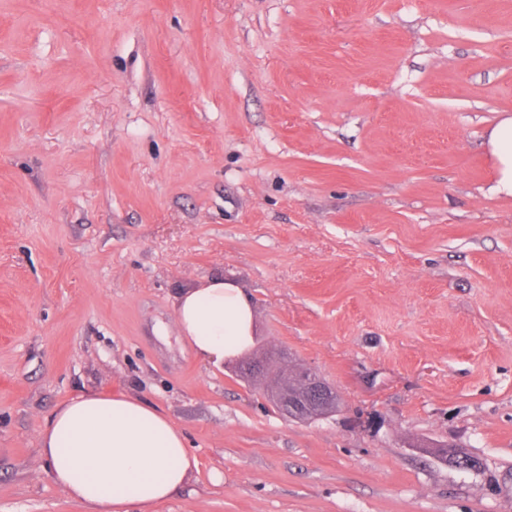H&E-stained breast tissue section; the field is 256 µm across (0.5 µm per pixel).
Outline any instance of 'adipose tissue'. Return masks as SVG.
<instances>
[{
	"instance_id": "ef3b65f1",
	"label": "adipose tissue",
	"mask_w": 512,
	"mask_h": 512,
	"mask_svg": "<svg viewBox=\"0 0 512 512\" xmlns=\"http://www.w3.org/2000/svg\"><path fill=\"white\" fill-rule=\"evenodd\" d=\"M495 192L512 196V116L487 132ZM181 337L203 361L220 367L255 345L254 309L235 282L221 277L182 291L175 303ZM53 482L91 512H127L171 498L189 482L197 459L184 435L139 399L84 392L52 412L39 432Z\"/></svg>"
}]
</instances>
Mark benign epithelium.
<instances>
[{"label":"benign epithelium","instance_id":"obj_1","mask_svg":"<svg viewBox=\"0 0 512 512\" xmlns=\"http://www.w3.org/2000/svg\"><path fill=\"white\" fill-rule=\"evenodd\" d=\"M300 382L301 393L296 397L288 393L286 386H272L268 399L282 413L300 421L324 418L336 413L339 400L333 388L328 386L319 375L310 368L295 371Z\"/></svg>","mask_w":512,"mask_h":512}]
</instances>
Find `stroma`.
Instances as JSON below:
<instances>
[{"label": "stroma", "instance_id": "obj_1", "mask_svg": "<svg viewBox=\"0 0 512 512\" xmlns=\"http://www.w3.org/2000/svg\"><path fill=\"white\" fill-rule=\"evenodd\" d=\"M506 112L512 0H0V512H88L38 443L87 391L198 461L130 512H512ZM217 276L336 414L195 355ZM487 145L494 160V191L512 196V116L502 118L487 132ZM300 382L301 393L296 397L288 390H297L294 372L281 370L277 377L288 386L273 385L268 391V399L277 406L282 413L290 418L300 421H310L324 418L336 413L339 400L333 388L328 386L311 368H301L295 371Z\"/></svg>", "mask_w": 512, "mask_h": 512}]
</instances>
